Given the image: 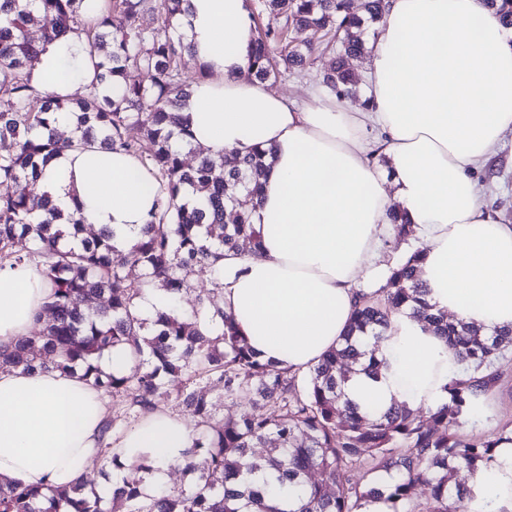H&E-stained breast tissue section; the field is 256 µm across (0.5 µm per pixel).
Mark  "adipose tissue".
I'll return each mask as SVG.
<instances>
[{"mask_svg":"<svg viewBox=\"0 0 512 512\" xmlns=\"http://www.w3.org/2000/svg\"><path fill=\"white\" fill-rule=\"evenodd\" d=\"M368 50V108L332 97L300 107L246 75L254 25L249 0H190L183 40L209 76L182 112L193 142L215 157L255 149L274 155L248 208L261 233L255 251H225L221 305L262 359L303 372L341 343L363 295L359 281L385 285L392 215L410 224L408 254L419 257L425 298L482 334L512 328V225L492 216L475 176L512 131V27L483 0H387ZM84 33L44 46L31 71L36 87L69 97L91 83L95 59ZM45 187L86 223L109 225L126 248L152 219L153 176L130 155L93 144L55 157ZM50 290L42 261L0 269V350L31 335ZM378 377L350 376L361 408L443 404L462 373L443 338L395 314L379 346ZM107 414L100 390L55 370L0 369V483L62 489L90 471ZM193 427L162 411L118 439L158 455L149 476L168 478L170 451L190 447ZM471 508L512 512V444L469 481Z\"/></svg>","mask_w":512,"mask_h":512,"instance_id":"1","label":"adipose tissue"}]
</instances>
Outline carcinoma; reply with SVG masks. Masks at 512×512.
<instances>
[{"instance_id": "obj_1", "label": "carcinoma", "mask_w": 512, "mask_h": 512, "mask_svg": "<svg viewBox=\"0 0 512 512\" xmlns=\"http://www.w3.org/2000/svg\"><path fill=\"white\" fill-rule=\"evenodd\" d=\"M82 2L0 0V140L14 144L0 154V267L42 258L52 288L45 328L0 353V364L24 373L79 372L136 421L152 411L157 394L176 384L179 405L202 433L172 461L197 478L174 494L153 496L143 494L141 480L125 479L112 489L109 511L98 494L85 492L83 480L48 492L0 485V512H366L379 500L391 512H470L471 489L457 480L459 466L473 473L487 466L501 443H512V428L477 441L462 439L459 429L495 385L491 366L512 331L482 338L468 325L448 323L445 314L428 313L422 270L416 259L402 256L382 288L383 300L360 301L343 343L305 375L258 360L220 306L218 262L226 248L260 243L239 195H258L268 151L237 158L228 168L208 156L195 167L183 164L179 147L191 141L178 112L189 97L183 74L192 53L170 30L187 0H110L107 12L90 23L79 13ZM383 11V0H261L267 22L254 25L251 75L266 81L282 68L304 69L319 47L303 34L333 31L342 38L321 84L339 99L354 95L359 80L349 61L364 55L363 27L380 21ZM147 12L157 15V26L140 25ZM37 25L48 40L88 28L89 52L99 57L88 97L62 100L31 84L39 45L29 29ZM132 70L147 73L149 81H129ZM62 110L74 119L68 139L55 134ZM133 127L143 130L136 140L128 136ZM96 142L137 158L155 180L153 221L126 249L113 244L115 232L107 226L83 236L79 207L59 224L61 211L43 190L54 156ZM203 265L213 272V288L196 295L190 317L170 310L149 323L137 311L143 284L128 279L127 267L142 268L173 300L191 289V276ZM409 304L439 327L455 359L472 372L448 380L447 401L426 422L406 403L366 413L342 387L351 363L362 361L364 371L379 373L376 348L392 314ZM126 345L134 349L131 362L102 371L100 358ZM205 386L227 399L254 394L257 400L239 418L219 424ZM118 433V417L108 416L101 452L109 453ZM269 443L265 461L286 490L278 498L247 482L258 469L256 449ZM110 461L116 470L144 475L155 463L147 451L129 465L115 453ZM312 472L322 480H310ZM381 473L398 479L381 485Z\"/></svg>"}]
</instances>
